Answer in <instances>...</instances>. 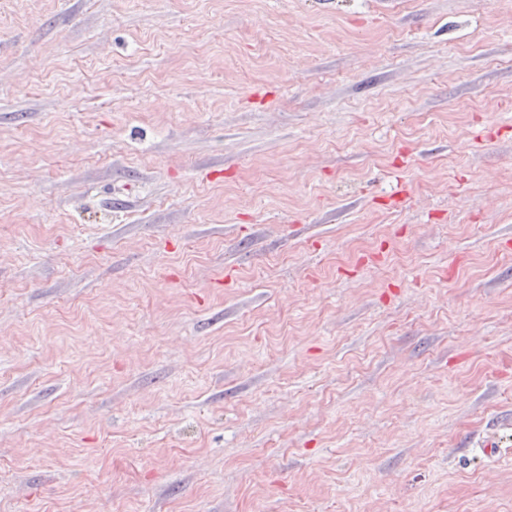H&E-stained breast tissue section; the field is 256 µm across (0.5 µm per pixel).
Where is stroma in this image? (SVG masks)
I'll use <instances>...</instances> for the list:
<instances>
[{"label": "stroma", "instance_id": "1", "mask_svg": "<svg viewBox=\"0 0 512 512\" xmlns=\"http://www.w3.org/2000/svg\"><path fill=\"white\" fill-rule=\"evenodd\" d=\"M0 512H512V0H0Z\"/></svg>", "mask_w": 512, "mask_h": 512}]
</instances>
